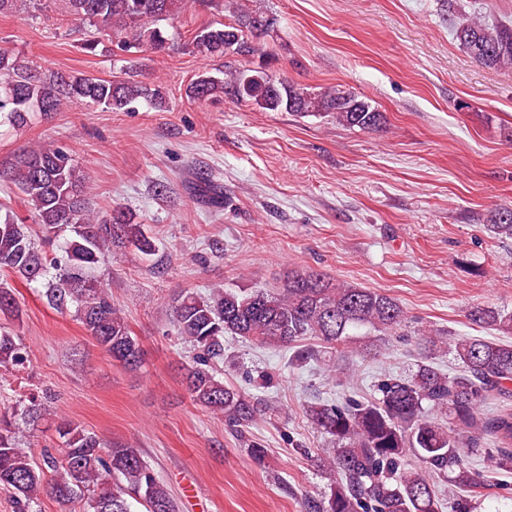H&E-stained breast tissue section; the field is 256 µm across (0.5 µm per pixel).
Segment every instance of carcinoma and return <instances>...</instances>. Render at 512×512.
Segmentation results:
<instances>
[{
	"label": "carcinoma",
	"instance_id": "obj_1",
	"mask_svg": "<svg viewBox=\"0 0 512 512\" xmlns=\"http://www.w3.org/2000/svg\"><path fill=\"white\" fill-rule=\"evenodd\" d=\"M65 12L95 22L107 31L112 47L122 53L160 50L167 38L159 22L198 0H57ZM232 22L200 28L192 44L206 56L264 54L256 23L274 30L277 19L238 0ZM456 38L481 65L512 68V27L490 25L474 16L456 28ZM190 97L206 101L222 94L249 101L272 112L329 116L347 127L377 129L383 115L352 92L334 87L310 91L283 78L271 79L225 67L224 77L199 75ZM162 108L161 86L142 81L101 79L53 72L45 75L7 50L0 49V121L27 124L32 112L48 116L66 103H91L112 111L131 112L139 99ZM25 195L34 223L47 231L65 226L74 232L60 257L39 248L28 225L18 217L0 216V271L29 281L51 276L47 297L59 310L74 307L76 316L112 360L127 367L142 363V350L124 317L112 307L109 293L88 272L108 262L112 245L132 247L153 256L157 245L143 225L118 207L101 218L89 207L87 184L73 156L61 148L38 147L17 156L0 173ZM493 232L512 237V208L494 214ZM0 315L17 320L20 309L12 289L0 284ZM468 322L484 330L512 334V310L474 304ZM172 319L181 340L197 353L185 374L192 401L216 414L235 433L274 411L268 402L217 378L213 362L224 356V336H239L263 346L294 351L299 363L327 355L326 371L352 366L358 359L387 350L388 337L407 323L394 298L347 282L333 283L313 270L293 273L277 293L242 294L213 288L174 298ZM367 327L374 339L351 345L352 331ZM418 359L412 373L389 377L378 396L361 403L334 404L315 400L305 413L331 438L334 447L317 457L319 467L335 475L329 490L305 500L306 512H443L429 477L452 473L453 481L476 493L484 488L472 461L512 472V342L483 336L449 341L417 331ZM453 354L459 369L445 372L434 359L441 350ZM30 362L20 336L0 325V367L19 369ZM500 401L486 413L483 407ZM49 409L19 400L11 414H0V484L15 490L16 512H36L41 494L62 505L78 502L82 512H130L127 498L146 512H178L168 488L137 448H107L98 436L72 422L56 427L62 446L47 450L38 463L16 439L17 421L33 424Z\"/></svg>",
	"mask_w": 512,
	"mask_h": 512
}]
</instances>
